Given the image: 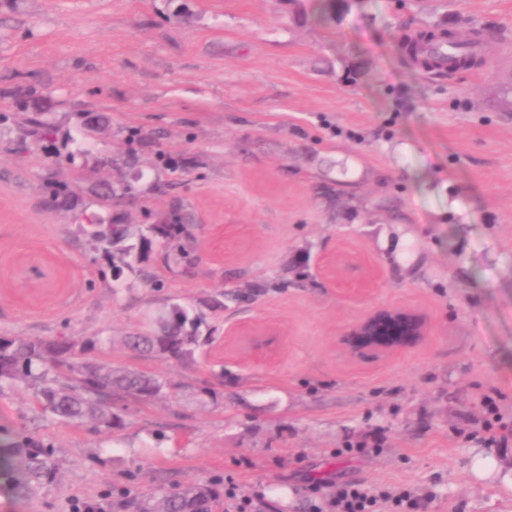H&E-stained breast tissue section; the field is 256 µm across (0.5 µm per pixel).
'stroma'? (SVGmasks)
I'll return each instance as SVG.
<instances>
[{
    "mask_svg": "<svg viewBox=\"0 0 512 512\" xmlns=\"http://www.w3.org/2000/svg\"><path fill=\"white\" fill-rule=\"evenodd\" d=\"M327 1L0 0V336L95 339L166 384L109 431L0 387V436L60 459L35 496L0 482V512H133L191 483L216 512L231 485L248 512H314L343 483L512 512V437L476 436L489 396L512 428V0ZM435 25L486 34L481 62L411 65L402 39ZM35 112L56 138L24 136ZM176 208L195 266L157 248L100 279L84 216ZM175 304L206 317L192 360L127 346ZM385 309L421 314L423 340L349 354L341 334Z\"/></svg>",
    "mask_w": 512,
    "mask_h": 512,
    "instance_id": "stroma-1",
    "label": "stroma"
}]
</instances>
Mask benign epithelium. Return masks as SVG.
Masks as SVG:
<instances>
[{"instance_id": "obj_1", "label": "benign epithelium", "mask_w": 512, "mask_h": 512, "mask_svg": "<svg viewBox=\"0 0 512 512\" xmlns=\"http://www.w3.org/2000/svg\"><path fill=\"white\" fill-rule=\"evenodd\" d=\"M425 323L417 315L386 310L352 324L343 334L344 344L355 354L367 350L398 351L424 335Z\"/></svg>"}]
</instances>
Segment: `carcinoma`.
Here are the masks:
<instances>
[{
  "instance_id": "obj_1",
  "label": "carcinoma",
  "mask_w": 512,
  "mask_h": 512,
  "mask_svg": "<svg viewBox=\"0 0 512 512\" xmlns=\"http://www.w3.org/2000/svg\"><path fill=\"white\" fill-rule=\"evenodd\" d=\"M31 133L41 138L54 137L57 127L49 117L37 113L27 119ZM82 230L89 237L102 262V280L116 282L123 268L132 262L149 260L152 246L162 242L175 245L178 256L189 258L180 241L191 238L187 214L176 211L169 224H120L96 216L86 218ZM177 322H165L160 331L132 337L135 349L179 361L192 359L200 343L198 330L204 318L175 305ZM97 343L78 342L68 337L43 339L31 336H0V384H19L32 390L42 411L68 423L90 422L97 429L112 430L122 423L116 400L131 396L148 401L158 396L163 384L156 378L134 371L112 368L98 361L93 353ZM59 470L56 450L22 429L14 437L0 439V481L28 495L53 482ZM215 500L203 487L173 488L151 497L141 512H194Z\"/></svg>"
}]
</instances>
